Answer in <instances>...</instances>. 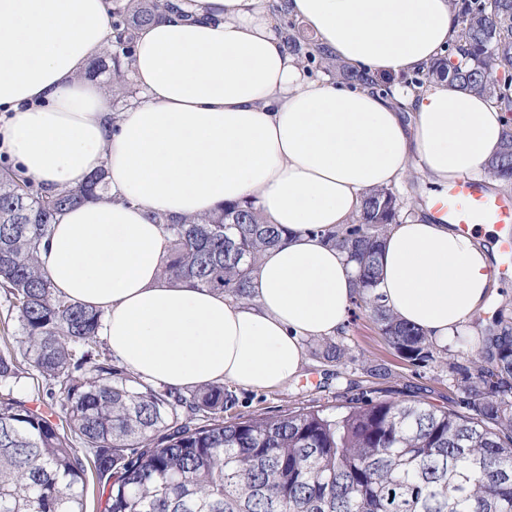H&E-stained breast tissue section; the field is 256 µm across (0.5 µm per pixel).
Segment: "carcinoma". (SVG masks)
<instances>
[{
  "mask_svg": "<svg viewBox=\"0 0 512 512\" xmlns=\"http://www.w3.org/2000/svg\"><path fill=\"white\" fill-rule=\"evenodd\" d=\"M116 38L84 77L110 72L112 93L133 94L121 58L137 33L174 5L114 0ZM459 32L447 54L410 81L440 78L512 112V0H451ZM312 40L288 35L308 72L354 85L373 80ZM485 175L512 184V132ZM104 173L49 192L0 165V290L15 314L17 351H0V512H86L87 466L107 493L102 512H512V327L497 317L459 380L464 411L419 400H353L336 409L277 417L227 415L231 391L186 393L141 381L119 368L102 343V313L57 294L38 248L60 212L97 198ZM401 205L389 188L370 192L360 213L327 238L359 264L354 304L369 309L388 342L412 364L433 358V341L399 321L376 292L382 235ZM156 222L174 237L171 280L248 296L260 252L285 235L263 224L251 203L208 216ZM313 355L345 356L329 340ZM34 370L40 405L14 387Z\"/></svg>",
  "mask_w": 512,
  "mask_h": 512,
  "instance_id": "cac0c4a2",
  "label": "carcinoma"
}]
</instances>
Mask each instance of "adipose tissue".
I'll use <instances>...</instances> for the list:
<instances>
[{
  "instance_id": "1",
  "label": "adipose tissue",
  "mask_w": 512,
  "mask_h": 512,
  "mask_svg": "<svg viewBox=\"0 0 512 512\" xmlns=\"http://www.w3.org/2000/svg\"><path fill=\"white\" fill-rule=\"evenodd\" d=\"M176 2L123 61L135 93L116 116L79 78L112 33V0H0V144L49 189L98 170L112 187L49 225L39 260L55 291L102 312L113 357L145 382L287 384L304 339L337 335L357 293L355 263L322 231L414 169L431 190L384 234L377 291L437 343L458 336L497 278L479 236L431 210L449 183L483 176L512 114L444 81L401 83L454 39L448 0H288L317 47L387 80L383 91L311 79L271 0ZM244 200L288 230L254 266L249 299L162 277L172 236L154 216Z\"/></svg>"
}]
</instances>
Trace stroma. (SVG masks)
Masks as SVG:
<instances>
[{
  "label": "stroma",
  "mask_w": 512,
  "mask_h": 512,
  "mask_svg": "<svg viewBox=\"0 0 512 512\" xmlns=\"http://www.w3.org/2000/svg\"><path fill=\"white\" fill-rule=\"evenodd\" d=\"M473 327L447 345V353H436L427 366L416 367L392 349L370 313L353 308L340 339L348 348L339 363L324 365L307 358L299 380L269 390L235 388V415L277 416L294 408L333 406L363 395L394 401L420 400L442 407H454L455 378L468 367Z\"/></svg>",
  "instance_id": "35a3bbf8"
}]
</instances>
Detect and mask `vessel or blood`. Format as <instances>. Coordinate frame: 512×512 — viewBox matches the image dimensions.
<instances>
[{
  "mask_svg": "<svg viewBox=\"0 0 512 512\" xmlns=\"http://www.w3.org/2000/svg\"><path fill=\"white\" fill-rule=\"evenodd\" d=\"M433 211L447 217L463 234L494 225L498 230L495 250L512 256V196L490 192L479 180L464 175L449 184L447 206H434Z\"/></svg>",
  "mask_w": 512,
  "mask_h": 512,
  "instance_id": "1",
  "label": "vessel or blood"
}]
</instances>
